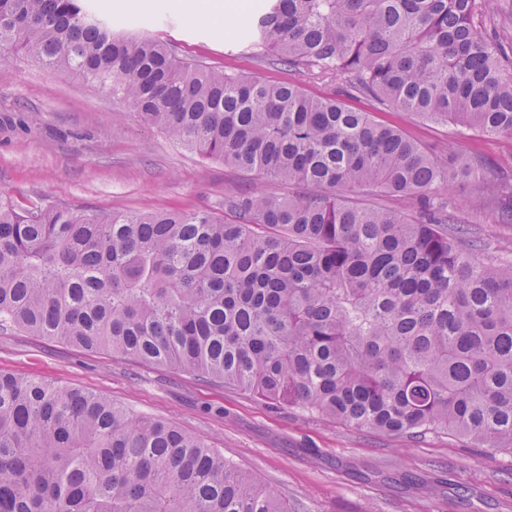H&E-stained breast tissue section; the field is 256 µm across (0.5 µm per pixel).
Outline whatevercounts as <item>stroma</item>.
<instances>
[{"instance_id": "35a3bbf8", "label": "stroma", "mask_w": 512, "mask_h": 512, "mask_svg": "<svg viewBox=\"0 0 512 512\" xmlns=\"http://www.w3.org/2000/svg\"><path fill=\"white\" fill-rule=\"evenodd\" d=\"M246 22L228 32L189 21L179 0H153L138 25L180 55L268 82L292 74L252 49ZM423 145L480 152L512 175V139H490L364 103ZM286 186L243 177L145 124L130 105L77 77L0 53V192L89 211L219 210L224 195ZM448 211L476 244L512 260V223L481 201L477 180L456 181ZM0 372L112 399L134 415L172 423L226 462L274 487L288 512H512V456H487L444 433L418 438L353 429L109 351L0 331Z\"/></svg>"}]
</instances>
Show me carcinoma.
Masks as SVG:
<instances>
[{"mask_svg": "<svg viewBox=\"0 0 512 512\" xmlns=\"http://www.w3.org/2000/svg\"><path fill=\"white\" fill-rule=\"evenodd\" d=\"M491 0H265L247 37L334 89L264 82L116 33L92 0H0V49L67 71L203 158L288 186L224 213L88 212L0 193V329L104 348L273 404L512 454V263L448 238L476 178L349 98L512 138V55ZM376 191L405 209L369 207ZM0 512H288L178 427L0 373Z\"/></svg>", "mask_w": 512, "mask_h": 512, "instance_id": "cac0c4a2", "label": "carcinoma"}]
</instances>
